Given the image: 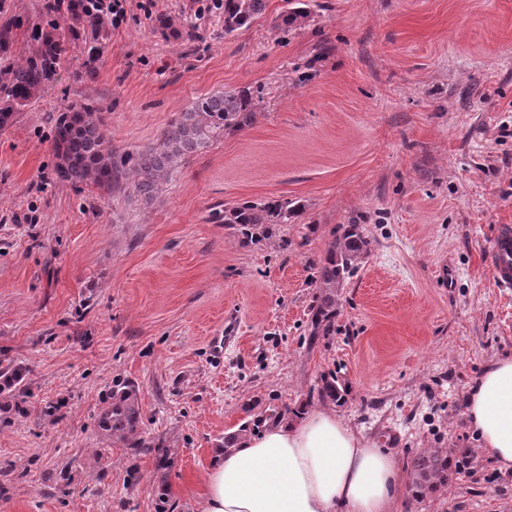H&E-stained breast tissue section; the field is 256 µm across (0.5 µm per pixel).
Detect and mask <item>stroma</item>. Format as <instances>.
<instances>
[{
    "mask_svg": "<svg viewBox=\"0 0 512 512\" xmlns=\"http://www.w3.org/2000/svg\"><path fill=\"white\" fill-rule=\"evenodd\" d=\"M127 0L95 80L72 63L0 131V363L26 390L0 410V512H202L207 470L252 401L327 409L399 465L472 451L468 475L395 512H512V469L469 429L465 396L512 355V292L487 262L512 225V0H303L309 26L233 34L194 0ZM169 16L175 32L159 28ZM251 91L255 124L211 133L151 203L60 181L51 126L87 98L117 152L155 147L204 95ZM285 199L295 222L242 243L224 212ZM368 253L312 337L335 230ZM235 317L238 347L211 336ZM336 375L344 402L321 398ZM132 380L138 450L98 426ZM53 414H46V407Z\"/></svg>",
    "mask_w": 512,
    "mask_h": 512,
    "instance_id": "stroma-1",
    "label": "stroma"
}]
</instances>
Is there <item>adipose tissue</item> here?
<instances>
[{"label":"adipose tissue","instance_id":"obj_1","mask_svg":"<svg viewBox=\"0 0 512 512\" xmlns=\"http://www.w3.org/2000/svg\"><path fill=\"white\" fill-rule=\"evenodd\" d=\"M468 426L500 468H512V356L493 360L465 398ZM396 456L335 412L314 409L217 451L203 512H393Z\"/></svg>","mask_w":512,"mask_h":512}]
</instances>
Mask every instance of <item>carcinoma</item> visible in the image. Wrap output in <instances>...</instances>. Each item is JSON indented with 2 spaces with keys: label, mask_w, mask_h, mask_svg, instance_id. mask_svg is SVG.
Listing matches in <instances>:
<instances>
[{
  "label": "carcinoma",
  "mask_w": 512,
  "mask_h": 512,
  "mask_svg": "<svg viewBox=\"0 0 512 512\" xmlns=\"http://www.w3.org/2000/svg\"><path fill=\"white\" fill-rule=\"evenodd\" d=\"M267 0H224V34L250 25L266 9ZM0 130L15 115L40 99L47 86L69 62L70 41L83 43L81 73L96 79L107 51L112 31V0H44L38 22L24 27L17 16L9 15L7 0H0ZM309 12L293 6L279 15L277 27L291 31L304 25ZM26 28L27 38L19 54L13 53L18 30ZM95 105L76 100L62 111L53 126L52 151L57 159L56 174L73 185H88L110 195L126 183L129 174L137 179L135 189L144 202L155 197L159 186L187 155L206 144L208 134L219 129L243 130L254 124L256 112L250 92L204 95L172 122L158 146L134 157L116 156L112 139ZM299 217V210L282 200L245 201L224 211V223L236 229L245 243L256 244L272 234L277 224H288ZM368 240L359 224H349L333 235L318 268L317 304L312 309V335L328 336L336 324L338 289L367 253ZM26 369L20 365L0 367V399L11 400L22 391ZM319 394L337 402L343 389L334 376L322 379ZM100 424L111 438L127 448H139L141 412L138 387L129 379L117 378L105 393ZM284 413L266 408L224 437L222 448L233 447L243 434L265 422L280 420ZM448 456L437 450H424L407 465L411 491L421 498L448 487Z\"/></svg>",
  "instance_id": "cac0c4a2"
}]
</instances>
